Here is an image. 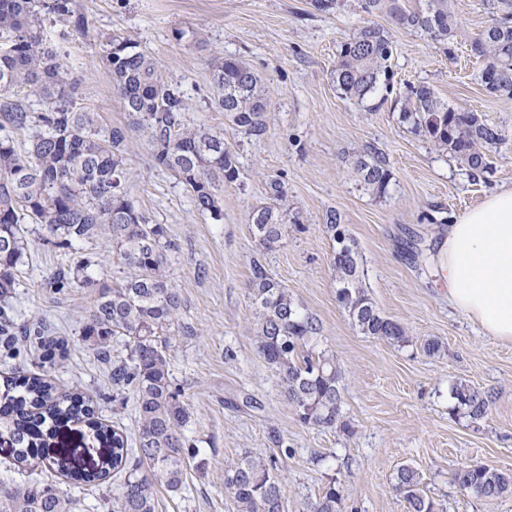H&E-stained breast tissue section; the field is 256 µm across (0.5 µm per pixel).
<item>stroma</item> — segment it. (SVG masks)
Returning a JSON list of instances; mask_svg holds the SVG:
<instances>
[{"label":"stroma","mask_w":512,"mask_h":512,"mask_svg":"<svg viewBox=\"0 0 512 512\" xmlns=\"http://www.w3.org/2000/svg\"><path fill=\"white\" fill-rule=\"evenodd\" d=\"M448 4L458 24L449 44L364 13L360 0H342L327 13L312 0H71L74 19L87 22L84 33L72 22L46 20L48 39L77 78L74 96L83 110L108 126L127 124L103 53L108 40L125 38L153 55L166 79L184 91L186 123L223 133L238 158L239 177L222 188L216 220L200 214L175 176L154 165L145 133L126 147L128 195L152 223L165 225L172 243L165 274L180 311L169 369L190 411L185 434L196 446L182 488H156V512H237L224 489V468L247 452L277 455L283 512H305L331 482L342 512H407L393 488L405 465L419 473L438 512H512V492L485 502L461 494L454 481L458 469L474 463L512 472V344L485 336L455 310L435 268L407 250L413 238L436 249L452 218L496 188L512 186V97L489 93L480 80L486 61L471 51L490 22L493 0ZM365 24L389 34L392 78L389 88L357 102L341 94L331 72L341 45ZM214 56L249 63L266 86L269 122L262 137L235 130L214 107ZM423 84L450 107L476 112L505 131L506 142L489 154V172L470 176L448 151L402 122L409 86ZM359 153L391 171L385 197L358 187L350 161ZM271 178L284 182L300 221L266 250L248 218L267 202ZM333 212L359 254L372 302L406 328L407 342L363 335L339 305L336 243L327 223ZM28 230V257L12 298L17 321L50 322L52 337L67 345L65 359L49 371L53 381L80 390L100 418L136 439L133 394L112 401L109 372L81 337L92 290L76 285L55 293L47 285L53 268L78 251L96 259L93 276L103 283L125 279L127 266L111 239L58 249L44 244L40 226ZM257 263L318 319L320 345L340 370L346 429L300 423L275 370L259 355L250 298ZM432 341L440 345L433 354ZM460 383L492 395L483 418L458 409L451 391ZM47 452L88 467L101 448L85 425L72 423L50 438Z\"/></svg>","instance_id":"obj_1"}]
</instances>
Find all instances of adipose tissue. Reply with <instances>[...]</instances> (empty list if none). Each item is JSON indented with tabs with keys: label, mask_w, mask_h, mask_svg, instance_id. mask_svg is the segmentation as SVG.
<instances>
[{
	"label": "adipose tissue",
	"mask_w": 512,
	"mask_h": 512,
	"mask_svg": "<svg viewBox=\"0 0 512 512\" xmlns=\"http://www.w3.org/2000/svg\"><path fill=\"white\" fill-rule=\"evenodd\" d=\"M435 259L450 305L512 343V187L452 220Z\"/></svg>",
	"instance_id": "obj_1"
}]
</instances>
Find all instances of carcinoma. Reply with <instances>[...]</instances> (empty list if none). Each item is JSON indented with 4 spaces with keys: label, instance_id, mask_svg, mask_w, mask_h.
Masks as SVG:
<instances>
[{
    "label": "carcinoma",
    "instance_id": "obj_1",
    "mask_svg": "<svg viewBox=\"0 0 512 512\" xmlns=\"http://www.w3.org/2000/svg\"><path fill=\"white\" fill-rule=\"evenodd\" d=\"M495 2L496 15L472 42V51L487 58L481 73L486 89L512 95V0ZM69 4L70 0H0V336L6 337L5 359L19 354V336L35 337L41 349L40 371L10 378L17 395L0 407V431L12 437L15 460L23 464L39 456L46 432L70 422L86 423L105 448L96 467L79 469L61 454L47 461L48 472L72 485H99L118 470L124 478L112 497V512H156L155 485L180 490L194 454L184 432L190 412L171 381L165 338L180 308L163 271L171 244L164 225L150 223L129 199L126 142L130 135L146 132L154 164L174 173L190 192L195 209L215 220L222 216L219 186L237 180L239 168L224 135L185 123L184 93L163 79L151 55L128 40L115 37L105 45L113 89L128 113V124L104 127L93 113L78 108L73 94L76 78L45 35L47 16L68 20ZM361 8L442 41L451 40L457 27L448 0H425L419 10L407 9L404 0H362ZM392 54L384 30L372 25L358 28L341 45L333 70L336 87L349 99H366L390 84ZM210 68L216 108L234 128L262 137L269 100L254 70L233 57L214 59ZM28 88L43 97L44 111L37 116L12 100ZM401 116L412 130L453 154L472 175L487 170L488 152L505 141L499 128L475 112L449 107L426 85L410 88ZM34 125L41 130L32 135L30 147L16 151L14 133ZM352 170L366 191L378 197L387 194L392 175L380 160L360 155L353 159ZM267 188L271 203L254 208L250 221L253 236L269 250L282 240L288 209L281 205L287 197L285 186L272 180ZM328 222L333 238L346 243L333 258L339 303L362 334L406 342L405 328L382 315L368 296L358 253L340 218L331 214ZM24 223L41 226L45 244L56 248H72L106 235L119 247L124 264L134 270L118 285L100 284L90 275L97 260L78 252L48 277L49 287L56 291L75 284L94 290L81 334L98 359L110 365L112 391L134 394L138 432L133 451L124 432L95 418L91 400L79 392L59 391L48 375L46 365L65 352L61 343L45 340L50 325L44 321L15 326L8 294L29 251ZM251 303L258 352L277 373L299 421L313 427L336 426L339 371L328 351L316 350L317 320L260 264L253 268ZM114 338L125 342L126 357L112 359ZM454 398L474 420L483 418L490 406L489 395L468 385L455 387ZM276 469L277 458L251 453L226 466L224 484L238 512H283L284 488L274 475ZM455 482L464 494L485 501L512 491L511 473L483 463L460 468ZM419 485L413 468L398 471L394 488L407 502L408 512H436ZM76 509L68 490L50 479L0 486V512ZM307 512H341L335 482L307 505Z\"/></svg>",
    "mask_w": 512,
    "mask_h": 512
}]
</instances>
